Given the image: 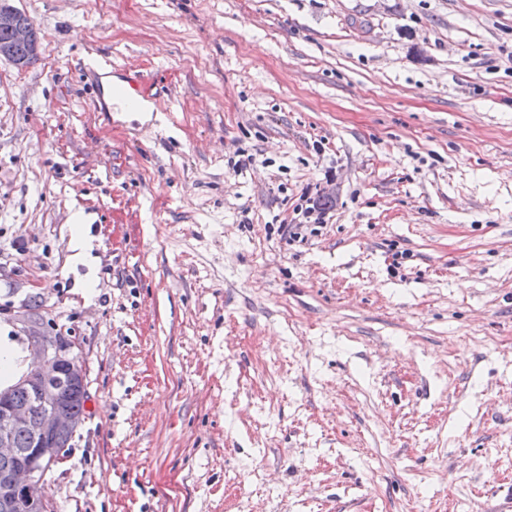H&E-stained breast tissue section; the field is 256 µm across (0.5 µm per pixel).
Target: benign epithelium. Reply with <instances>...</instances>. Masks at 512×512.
I'll return each instance as SVG.
<instances>
[{
  "label": "benign epithelium",
  "instance_id": "benign-epithelium-1",
  "mask_svg": "<svg viewBox=\"0 0 512 512\" xmlns=\"http://www.w3.org/2000/svg\"><path fill=\"white\" fill-rule=\"evenodd\" d=\"M20 11L0 0V30L9 32L11 42L29 48L30 55H39V38L35 26L19 21ZM14 320L21 325L28 348L37 357L21 378L20 385L28 387L32 402L40 413L32 416L27 406L8 402L9 393L0 394V457L25 459L16 468L0 477V505L7 506L19 493L28 495V512H48L47 499L32 494L35 481L42 478L52 464L63 457L64 449L57 447V437L76 432L77 424L58 409L61 398V375L68 371L74 379L83 377L78 362L76 341L62 333H49L31 322L25 304L10 307ZM25 429L30 433L32 448L25 452L15 448L14 432Z\"/></svg>",
  "mask_w": 512,
  "mask_h": 512
}]
</instances>
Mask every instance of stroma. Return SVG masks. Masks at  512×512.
<instances>
[{"instance_id": "35a3bbf8", "label": "stroma", "mask_w": 512, "mask_h": 512, "mask_svg": "<svg viewBox=\"0 0 512 512\" xmlns=\"http://www.w3.org/2000/svg\"><path fill=\"white\" fill-rule=\"evenodd\" d=\"M11 3L40 54L0 61V322L38 296L88 379L54 512H494L512 0ZM320 185L315 186V192L312 188L303 189L300 200L304 203L299 207L300 223L281 225L280 230L283 236L288 237V242H303L308 240V235L312 236L319 231L318 227L327 224L329 220V206L323 202V195L319 191Z\"/></svg>"}]
</instances>
